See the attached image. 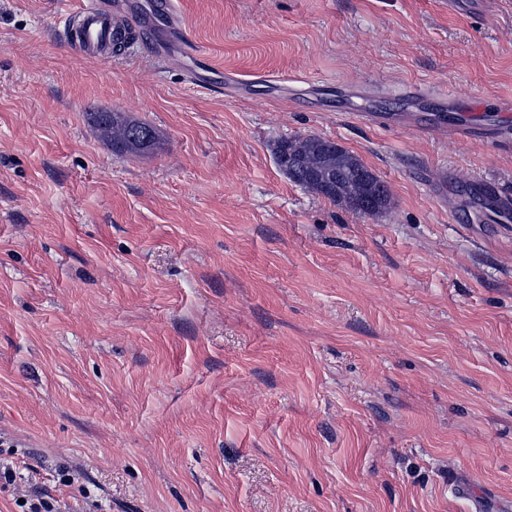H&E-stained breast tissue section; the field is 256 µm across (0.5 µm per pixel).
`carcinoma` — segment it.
I'll list each match as a JSON object with an SVG mask.
<instances>
[{
	"instance_id": "carcinoma-1",
	"label": "carcinoma",
	"mask_w": 512,
	"mask_h": 512,
	"mask_svg": "<svg viewBox=\"0 0 512 512\" xmlns=\"http://www.w3.org/2000/svg\"><path fill=\"white\" fill-rule=\"evenodd\" d=\"M87 118L100 136L121 154H139L154 148V128L122 112H89ZM276 157L287 178L334 202L364 193L365 187L348 174L351 153H338L334 143L315 135L284 140L276 146Z\"/></svg>"
}]
</instances>
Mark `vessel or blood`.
I'll return each instance as SVG.
<instances>
[{"instance_id": "b4317fda", "label": "vessel or blood", "mask_w": 512, "mask_h": 512, "mask_svg": "<svg viewBox=\"0 0 512 512\" xmlns=\"http://www.w3.org/2000/svg\"><path fill=\"white\" fill-rule=\"evenodd\" d=\"M64 37L80 56L96 61L112 60L120 42L139 34L146 27L158 28L155 49L166 52L176 47L180 57L206 61L207 52L199 42L186 37L175 0H155L150 14H142L136 0H75L64 17ZM459 117L448 123V136L470 140L487 134L480 122L476 104L455 103ZM476 191L491 199L502 211L512 210V195L495 189L491 182L478 178Z\"/></svg>"}]
</instances>
